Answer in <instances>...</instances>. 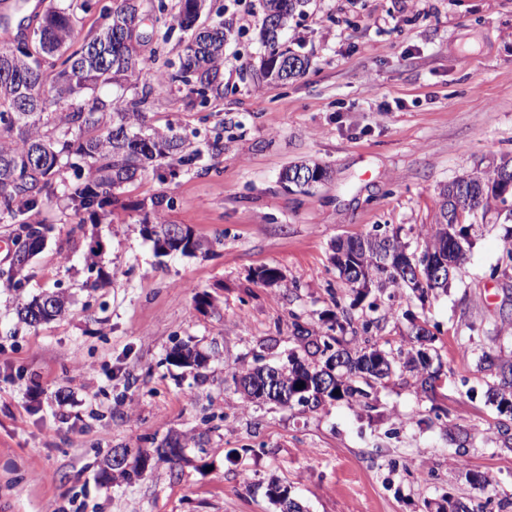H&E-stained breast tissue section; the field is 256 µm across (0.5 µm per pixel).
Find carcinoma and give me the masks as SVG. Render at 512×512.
<instances>
[{"mask_svg": "<svg viewBox=\"0 0 512 512\" xmlns=\"http://www.w3.org/2000/svg\"><path fill=\"white\" fill-rule=\"evenodd\" d=\"M306 2L264 0L260 34L266 53L260 62L261 79L287 83L306 73L308 58L284 40L290 22ZM93 7V0H53L28 35L0 42V223L12 225L13 240L33 252L43 247L50 232L37 219L42 205L62 198L76 216L106 219L112 215L108 207H125L114 190L136 181L148 167H154L157 177L165 181L201 157L202 150H188L173 127L147 125L154 87L184 89L202 106L224 94V44L234 20L224 17L223 6L208 0H178L174 14L168 12L165 0L152 6L149 39L164 44L176 26L184 34L179 64L170 63L165 69L137 52L143 38L141 0H112V7L101 14L103 23L82 41H74L77 12L88 13ZM143 71L150 73L152 83L128 97L129 83ZM67 167L82 183L71 185L61 178ZM500 169L512 171V159L502 160L489 173L459 177L440 188L434 233L423 241L418 255L422 280L378 264L381 256L408 248L396 235L378 234L349 239L345 263L334 262L339 276L353 288H408L422 302L430 291L448 288L429 277V263L442 256L458 270L470 245L469 227L459 223L460 216L506 201L499 194ZM173 204L171 197L136 204L143 212L144 231L160 254L179 248L168 240L171 225L160 213L161 206L170 209ZM180 236L182 252L200 248L201 242L189 229H180ZM52 298L55 311H43L45 298H36L17 308L19 320L35 325L62 316L64 297L54 294ZM294 339L303 357L293 355L288 364L278 366L283 371L281 384L291 388L304 383L296 399L311 409L327 401L369 398L370 389L389 377L395 365V358L375 342L352 353L339 338L314 336L298 324ZM336 355L344 358L345 367L336 371L333 387L322 388L317 371ZM486 361L496 370L486 401L500 411L512 412V359L488 357ZM408 364L417 372L423 391L438 388L440 369H430L426 351L417 350ZM269 371L266 364L254 366L233 375V382L247 401H267L263 387Z\"/></svg>", "mask_w": 512, "mask_h": 512, "instance_id": "obj_1", "label": "carcinoma"}]
</instances>
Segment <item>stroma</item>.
I'll return each mask as SVG.
<instances>
[{"instance_id":"stroma-1","label":"stroma","mask_w":512,"mask_h":512,"mask_svg":"<svg viewBox=\"0 0 512 512\" xmlns=\"http://www.w3.org/2000/svg\"><path fill=\"white\" fill-rule=\"evenodd\" d=\"M216 2L236 18L223 97L202 106L159 88L147 122L200 143L221 135V153L117 191L173 197L167 222L205 248L160 257L137 212L81 225L55 200L24 287L0 285V512H279L272 483L304 512H446L457 501L512 512L500 432L512 414L487 403L481 364L512 358V216L464 214L467 260L423 302L405 288H352L332 262L340 239L395 234L419 247L441 185L512 156V0H309L287 37L311 65L285 85L255 74L263 0ZM301 162L328 179L285 191L280 173ZM264 267L280 281H258ZM46 292L64 295L66 314L18 322L17 306ZM417 322L445 373L432 394L398 371L368 399L311 411L250 403L229 384L256 358L285 362L298 325L352 350L370 334L406 358ZM183 344L205 366L171 363ZM166 437L182 440L186 462L101 481L112 449Z\"/></svg>"}]
</instances>
